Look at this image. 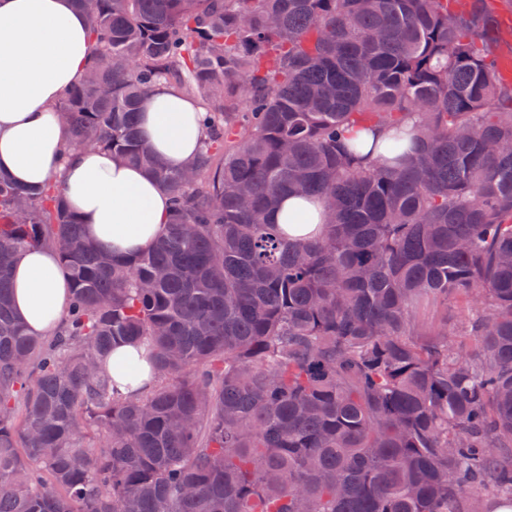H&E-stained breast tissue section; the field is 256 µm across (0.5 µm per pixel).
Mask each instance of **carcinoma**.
I'll return each instance as SVG.
<instances>
[{
    "mask_svg": "<svg viewBox=\"0 0 512 512\" xmlns=\"http://www.w3.org/2000/svg\"><path fill=\"white\" fill-rule=\"evenodd\" d=\"M93 47L55 104L169 194L132 257L84 235L54 179L0 173V512H484L512 502V82L484 0H75ZM160 83L204 104L182 167L138 131ZM387 125L392 162L345 140ZM292 194L324 234L268 220ZM52 247L62 322L33 336L10 271ZM462 296L464 335L417 309ZM119 344L154 382L118 392ZM92 430L99 446L80 444ZM297 214H304L306 221L290 222L291 217ZM269 221L293 239L318 238L324 231V207L317 198L285 196L270 213ZM144 348L137 345H121L115 348L105 362L115 386L125 395L137 396L143 393L152 383V374L146 360L142 358ZM136 362L142 366V371L136 376L127 375L120 369L124 363Z\"/></svg>",
    "mask_w": 512,
    "mask_h": 512,
    "instance_id": "cac0c4a2",
    "label": "carcinoma"
}]
</instances>
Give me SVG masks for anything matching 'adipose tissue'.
<instances>
[{
	"mask_svg": "<svg viewBox=\"0 0 512 512\" xmlns=\"http://www.w3.org/2000/svg\"><path fill=\"white\" fill-rule=\"evenodd\" d=\"M89 15L74 0H0V172L39 188L60 176L64 199L86 238L116 255L154 244L172 211L168 193L143 169L108 150L67 151L69 130L55 104L84 77L91 58ZM203 107L179 88L161 84L140 103L139 127L169 165L193 158L204 136ZM287 236L314 239L324 231L319 199L286 196L269 216ZM70 298V280L55 251H27L13 272V307L27 330L53 329ZM137 345L116 347L106 362L115 386L136 396L152 383L121 366L141 362Z\"/></svg>",
	"mask_w": 512,
	"mask_h": 512,
	"instance_id": "adipose-tissue-1",
	"label": "adipose tissue"
}]
</instances>
